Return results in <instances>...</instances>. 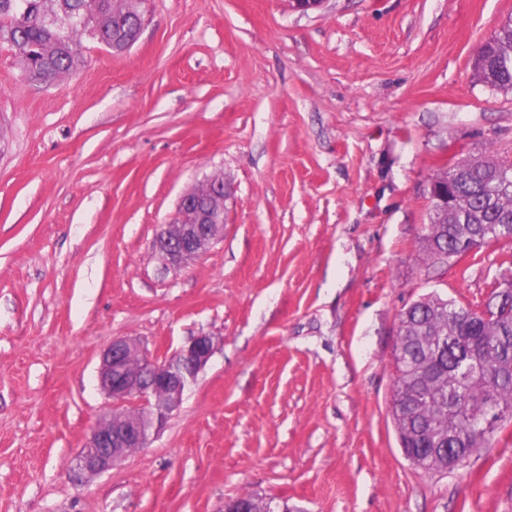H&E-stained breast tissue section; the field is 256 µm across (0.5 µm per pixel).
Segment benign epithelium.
Here are the masks:
<instances>
[{
  "instance_id": "benign-epithelium-1",
  "label": "benign epithelium",
  "mask_w": 512,
  "mask_h": 512,
  "mask_svg": "<svg viewBox=\"0 0 512 512\" xmlns=\"http://www.w3.org/2000/svg\"><path fill=\"white\" fill-rule=\"evenodd\" d=\"M227 194L224 179L213 177L180 198L178 217L163 226L155 239V250L165 267L182 266L202 257L221 238ZM428 199L432 206L452 209V181L433 177ZM491 292L495 304L478 310L482 319L505 315L512 309L511 280L496 283ZM214 349V337L202 333L190 338L171 357L159 360L149 357L135 338L112 340L101 355L98 371L99 386L112 399V413L102 418L75 458L77 474L97 476L133 450L146 447L180 406L185 390L197 380ZM133 356L138 360L134 367L130 364Z\"/></svg>"
}]
</instances>
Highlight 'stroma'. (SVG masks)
Wrapping results in <instances>:
<instances>
[{"label": "stroma", "instance_id": "35a3bbf8", "mask_svg": "<svg viewBox=\"0 0 512 512\" xmlns=\"http://www.w3.org/2000/svg\"><path fill=\"white\" fill-rule=\"evenodd\" d=\"M63 83L0 48V512H512V425L455 471L403 454L399 316L512 279V241L433 265L429 180L512 159V92L474 60L512 0H151ZM220 176L224 236L162 271L160 228ZM219 344L143 448L71 467L112 402L113 338Z\"/></svg>", "mask_w": 512, "mask_h": 512}]
</instances>
